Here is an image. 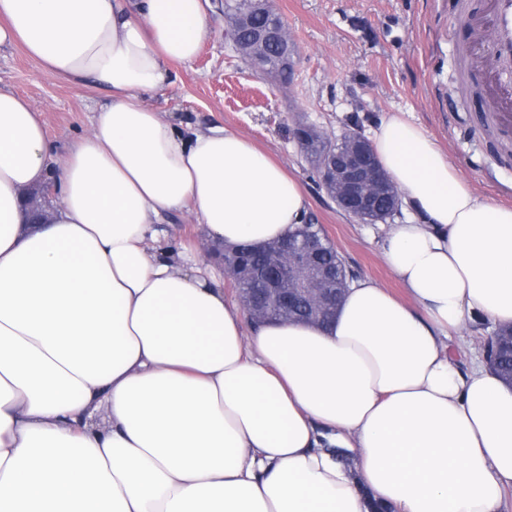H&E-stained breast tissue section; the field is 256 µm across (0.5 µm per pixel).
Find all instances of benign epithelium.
I'll return each mask as SVG.
<instances>
[{"label": "benign epithelium", "mask_w": 512, "mask_h": 512, "mask_svg": "<svg viewBox=\"0 0 512 512\" xmlns=\"http://www.w3.org/2000/svg\"><path fill=\"white\" fill-rule=\"evenodd\" d=\"M258 44L279 47L277 66L289 68L295 55L287 29L272 25L255 35ZM249 65L272 74L275 67L260 52L246 56ZM295 134L303 152L315 138H325L328 149L313 164L322 187L345 214L361 224L374 223L373 216L383 187L391 184L371 150L365 136H350L340 142L324 136L314 127L300 123ZM328 238L313 231L288 235L260 246L275 261L254 267L244 251L224 250L223 266L234 284L236 296L246 316L256 321L290 322L295 310L307 309V322L320 324L336 314L344 289L336 284V267L324 263Z\"/></svg>", "instance_id": "7a95c632"}]
</instances>
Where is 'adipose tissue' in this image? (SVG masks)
Listing matches in <instances>:
<instances>
[{
    "instance_id": "ef3b65f1",
    "label": "adipose tissue",
    "mask_w": 512,
    "mask_h": 512,
    "mask_svg": "<svg viewBox=\"0 0 512 512\" xmlns=\"http://www.w3.org/2000/svg\"><path fill=\"white\" fill-rule=\"evenodd\" d=\"M208 32L202 0H0V45L112 92L34 226L21 194L54 146L0 89V512H367L369 493L507 512L512 387L449 340L478 315L512 325V206L388 113L371 144L407 216L378 247L409 302L360 280L325 327L246 326L222 268L156 226L188 210L211 241L263 244L308 200L249 140L146 105Z\"/></svg>"
}]
</instances>
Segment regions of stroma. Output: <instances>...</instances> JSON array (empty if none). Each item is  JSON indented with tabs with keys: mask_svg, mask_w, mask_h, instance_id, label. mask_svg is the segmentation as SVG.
Returning <instances> with one entry per match:
<instances>
[{
	"mask_svg": "<svg viewBox=\"0 0 512 512\" xmlns=\"http://www.w3.org/2000/svg\"><path fill=\"white\" fill-rule=\"evenodd\" d=\"M217 3L206 0L209 34L197 59L171 65L169 84L147 104L180 128L220 125L271 155L300 183L314 223L356 278L404 293L374 226L355 222L327 195L293 137L296 123L336 137L356 128L368 135L388 113H407L477 194L512 205V159L503 152L512 140L482 126L488 97L512 107V75L489 67L487 28L453 24L480 14L484 0H274L297 51L285 84L247 65L224 35ZM0 87L39 110L56 145L54 172L109 99L93 82L44 74L18 44L0 47Z\"/></svg>",
	"mask_w": 512,
	"mask_h": 512,
	"instance_id": "obj_1",
	"label": "stroma"
}]
</instances>
